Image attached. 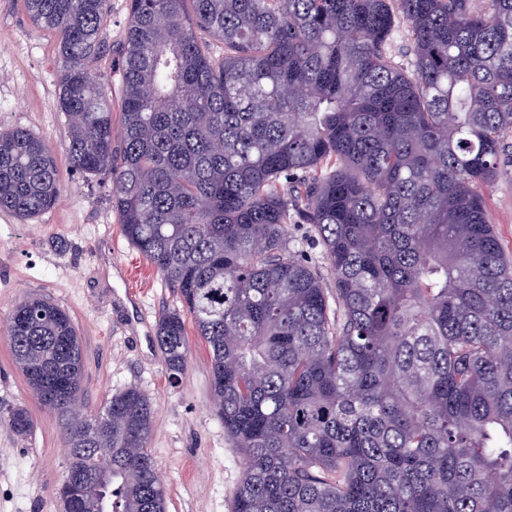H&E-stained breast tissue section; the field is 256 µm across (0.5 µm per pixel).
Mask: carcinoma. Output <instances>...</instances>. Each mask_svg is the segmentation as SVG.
Instances as JSON below:
<instances>
[{
	"label": "carcinoma",
	"mask_w": 512,
	"mask_h": 512,
	"mask_svg": "<svg viewBox=\"0 0 512 512\" xmlns=\"http://www.w3.org/2000/svg\"><path fill=\"white\" fill-rule=\"evenodd\" d=\"M130 0L120 144L101 52L108 0H24L57 36L70 163L112 178L122 233L180 296L159 318L169 375L184 316L208 346L243 457L233 512H512V259L478 188L512 166V0ZM410 65L388 52L398 24ZM224 45L216 53L202 35ZM47 142L0 132V209L53 206ZM298 216L336 285L288 248ZM13 360L104 474L110 512H167L130 386L72 421L43 373L84 376L69 314L9 320ZM9 426L28 434L16 410Z\"/></svg>",
	"instance_id": "1"
}]
</instances>
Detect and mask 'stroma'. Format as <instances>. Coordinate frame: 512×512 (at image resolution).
<instances>
[{
  "mask_svg": "<svg viewBox=\"0 0 512 512\" xmlns=\"http://www.w3.org/2000/svg\"><path fill=\"white\" fill-rule=\"evenodd\" d=\"M129 0H109L101 31L103 54L93 71L114 70L125 38ZM58 51L37 28L22 0H0V131L26 129L48 143L60 196L24 221L0 210V512H63L57 488L70 457L66 431L44 408L12 359L7 322L31 296L65 309L83 349L81 403L88 412L135 385L151 401L149 448L167 492L168 512H232L242 457L224 433L212 401L210 356L194 325H187V366L170 379L156 344L160 315L179 307L177 292L121 233L112 209V180L73 171L68 126L58 102ZM487 218L512 255V174L482 187ZM288 245L321 276L334 278L310 225L288 226ZM33 419L27 436L8 419L15 408Z\"/></svg>",
  "mask_w": 512,
  "mask_h": 512,
  "instance_id": "35a3bbf8",
  "label": "stroma"
}]
</instances>
